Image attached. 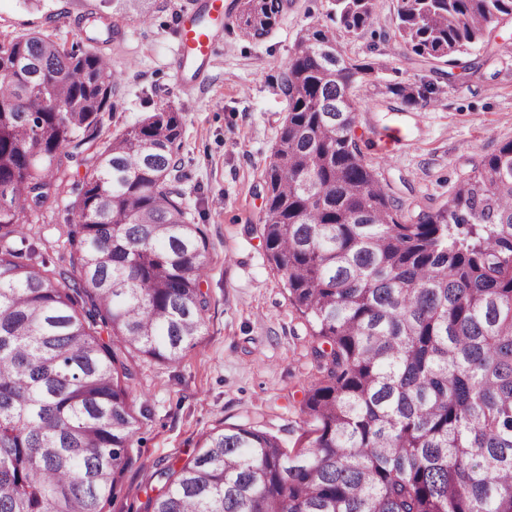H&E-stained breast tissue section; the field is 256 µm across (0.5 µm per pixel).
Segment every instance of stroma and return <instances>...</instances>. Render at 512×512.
<instances>
[{
    "mask_svg": "<svg viewBox=\"0 0 512 512\" xmlns=\"http://www.w3.org/2000/svg\"><path fill=\"white\" fill-rule=\"evenodd\" d=\"M204 0H0V37L40 33L71 46L90 12L113 16L118 32L100 42L119 81L102 113L105 135L137 124L162 105L182 121L180 187L192 222L202 225L210 263L201 289L206 330L177 362L133 359L132 467L103 512H146L160 485L154 473L181 465L202 436L254 422L283 448L303 446L312 424L301 412L321 377L310 329L288 299L260 232L266 165L288 112L285 64L297 40L327 24L329 0H283L264 36L244 34L229 18L211 20L212 58L199 72L178 73L179 21ZM397 0H375V23L358 38L337 33L346 55L383 64L378 83L357 80L356 138L380 185L405 213L447 203L473 160L512 140V18L490 26L482 42L448 66L405 54L394 39ZM432 83L423 105L407 106L387 86ZM402 126L407 146L385 155V127ZM64 182L27 230V241L55 272L68 266L76 226L71 207L84 166L64 162Z\"/></svg>",
    "mask_w": 512,
    "mask_h": 512,
    "instance_id": "1",
    "label": "stroma"
}]
</instances>
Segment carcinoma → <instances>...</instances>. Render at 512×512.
<instances>
[{"instance_id": "1", "label": "carcinoma", "mask_w": 512, "mask_h": 512, "mask_svg": "<svg viewBox=\"0 0 512 512\" xmlns=\"http://www.w3.org/2000/svg\"><path fill=\"white\" fill-rule=\"evenodd\" d=\"M281 0H237L261 36ZM512 16V0H397L394 37L448 66ZM288 58V116L264 170L269 261L309 323L321 379L306 446L252 422L202 437L158 473L148 512H512V140L475 161L445 206L405 219L363 159L358 37L373 0H331ZM65 49L0 39V512H103L132 464L136 352L179 361L205 328L204 230L178 186L181 117L161 107L106 141L115 25L83 19ZM408 106L427 83L389 87ZM86 167L71 210L75 276L18 260L30 217ZM108 336L102 337L101 330Z\"/></svg>"}]
</instances>
